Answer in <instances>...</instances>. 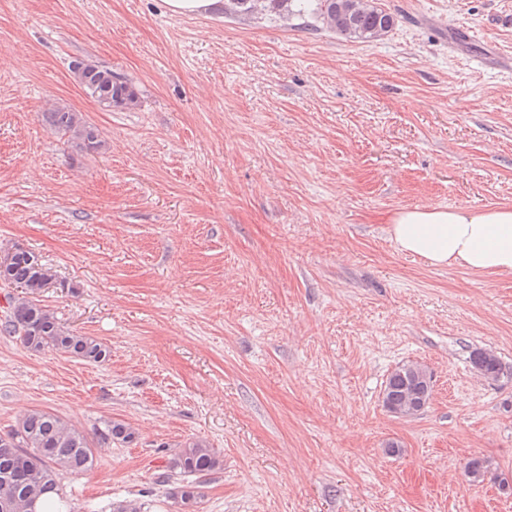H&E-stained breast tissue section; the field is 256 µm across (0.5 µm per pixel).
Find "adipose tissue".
<instances>
[{"mask_svg":"<svg viewBox=\"0 0 512 512\" xmlns=\"http://www.w3.org/2000/svg\"><path fill=\"white\" fill-rule=\"evenodd\" d=\"M389 222L399 250L431 266L512 274V206L478 213L463 207L403 208Z\"/></svg>","mask_w":512,"mask_h":512,"instance_id":"1","label":"adipose tissue"}]
</instances>
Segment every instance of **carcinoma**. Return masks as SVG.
Instances as JSON below:
<instances>
[{"label":"carcinoma","mask_w":512,"mask_h":512,"mask_svg":"<svg viewBox=\"0 0 512 512\" xmlns=\"http://www.w3.org/2000/svg\"><path fill=\"white\" fill-rule=\"evenodd\" d=\"M224 13L234 16L273 14L283 22L311 14L323 26L351 42H371L384 36L394 25V17L384 9L370 6L369 0H224ZM78 83L97 103L119 110L137 108L135 88L112 68L93 60L72 64ZM42 121L67 137V143L80 153H94L102 140L96 126L81 113L53 107L41 113ZM9 261L0 267V280L21 289L11 300L10 314L3 330L18 336L23 347L34 351H51L100 363L110 356L109 348L91 336H83L61 324L48 306L41 303L45 289L56 283L51 268L42 264L31 251L13 245L3 252ZM473 369L481 376L496 380L504 375L498 357L485 349H475L469 357ZM417 372L422 381L431 379L428 367L405 362L388 375L382 392L383 407L401 404L407 391L406 375ZM135 433L125 423L109 419L99 433V440L128 444ZM96 442L83 430L49 411L33 409L23 414L16 425L0 435V512H25L27 498L42 500L49 492H59L57 475L67 471L80 475L96 463ZM220 465L214 449L200 441L186 443L170 460V470L184 475L210 472ZM488 466L484 459L473 457L464 466L470 484L484 480ZM181 506L196 503L197 491L184 484L173 493Z\"/></svg>","instance_id":"cac0c4a2"}]
</instances>
